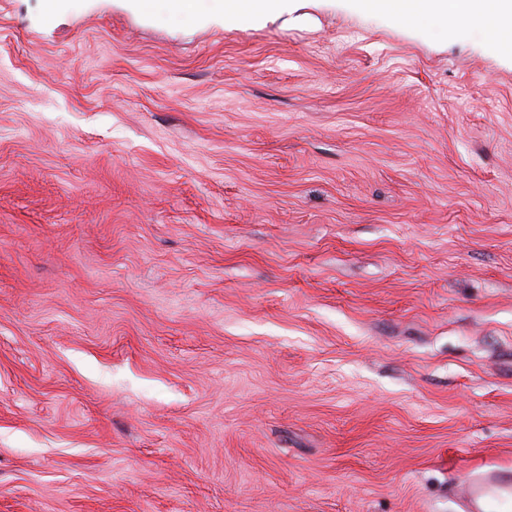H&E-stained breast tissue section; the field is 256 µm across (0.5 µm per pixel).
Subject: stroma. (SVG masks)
Returning a JSON list of instances; mask_svg holds the SVG:
<instances>
[{
  "label": "stroma",
  "instance_id": "35a3bbf8",
  "mask_svg": "<svg viewBox=\"0 0 512 512\" xmlns=\"http://www.w3.org/2000/svg\"><path fill=\"white\" fill-rule=\"evenodd\" d=\"M512 471V49L303 0H0V512H475ZM142 12L155 13L159 10L171 16L193 17L199 13L201 0H129ZM225 25L260 24L276 19L303 0H211ZM467 496L479 504L493 506L512 501V471L491 469L472 471L466 484Z\"/></svg>",
  "mask_w": 512,
  "mask_h": 512
}]
</instances>
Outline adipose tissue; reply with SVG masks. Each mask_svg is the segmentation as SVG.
<instances>
[{"mask_svg": "<svg viewBox=\"0 0 512 512\" xmlns=\"http://www.w3.org/2000/svg\"><path fill=\"white\" fill-rule=\"evenodd\" d=\"M225 24H260L298 8L301 0H213ZM364 8L411 25L464 21L496 37L512 38V0H361Z\"/></svg>", "mask_w": 512, "mask_h": 512, "instance_id": "adipose-tissue-1", "label": "adipose tissue"}]
</instances>
